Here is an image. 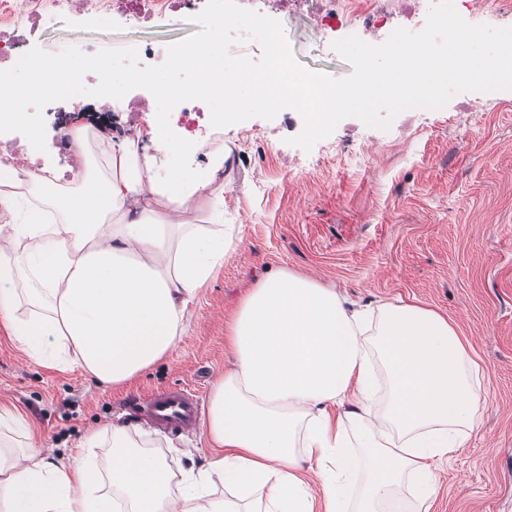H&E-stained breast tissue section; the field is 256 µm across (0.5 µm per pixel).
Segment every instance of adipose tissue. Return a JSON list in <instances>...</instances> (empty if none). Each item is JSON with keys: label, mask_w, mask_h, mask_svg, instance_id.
Listing matches in <instances>:
<instances>
[{"label": "adipose tissue", "mask_w": 512, "mask_h": 512, "mask_svg": "<svg viewBox=\"0 0 512 512\" xmlns=\"http://www.w3.org/2000/svg\"><path fill=\"white\" fill-rule=\"evenodd\" d=\"M223 173V143L156 125L147 143L113 141L70 186L27 184L1 163L0 212L13 221L0 225V319L37 360L57 349L101 383L130 381L176 346L188 304L224 263ZM228 340L236 363L213 388L217 452L202 466L175 477L119 425L60 464L1 447L0 512H407V485L430 512L436 470L487 397L447 319L411 303L354 309L282 271L252 289ZM106 435L101 467L91 450Z\"/></svg>", "instance_id": "adipose-tissue-1"}]
</instances>
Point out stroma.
<instances>
[{"label":"stroma","mask_w":512,"mask_h":512,"mask_svg":"<svg viewBox=\"0 0 512 512\" xmlns=\"http://www.w3.org/2000/svg\"><path fill=\"white\" fill-rule=\"evenodd\" d=\"M312 6L279 14L294 59L334 79L353 67L317 55ZM79 37L128 47L92 14H51L33 43L55 53ZM299 112L208 131L229 150L224 221L232 244L189 305L175 348L120 386L28 355L0 324V408L20 415L55 462L111 422L124 424L174 470L213 449L205 429L164 433L125 415L132 398L174 386L212 387L232 363L227 324L260 281L287 271L362 307L398 300L434 310L468 339L489 398L478 427L439 469L431 512H512V90L454 95L444 112H402L382 130L354 117L311 150L292 145Z\"/></svg>","instance_id":"stroma-1"}]
</instances>
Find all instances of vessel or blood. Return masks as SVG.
Here are the masks:
<instances>
[{
  "mask_svg": "<svg viewBox=\"0 0 512 512\" xmlns=\"http://www.w3.org/2000/svg\"><path fill=\"white\" fill-rule=\"evenodd\" d=\"M137 412L161 429L178 431L199 422L203 405L191 390L173 388L152 393L138 404Z\"/></svg>",
  "mask_w": 512,
  "mask_h": 512,
  "instance_id": "obj_1",
  "label": "vessel or blood"
}]
</instances>
